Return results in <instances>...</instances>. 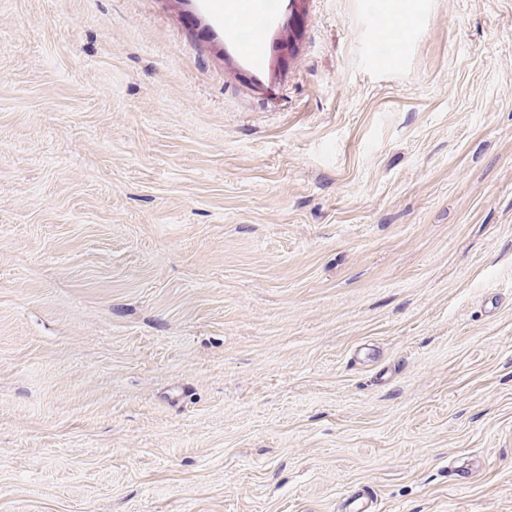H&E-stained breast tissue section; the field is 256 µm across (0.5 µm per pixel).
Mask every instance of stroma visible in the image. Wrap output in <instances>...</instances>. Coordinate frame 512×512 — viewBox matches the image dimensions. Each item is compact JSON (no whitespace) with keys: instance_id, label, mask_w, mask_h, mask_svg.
<instances>
[{"instance_id":"obj_1","label":"stroma","mask_w":512,"mask_h":512,"mask_svg":"<svg viewBox=\"0 0 512 512\" xmlns=\"http://www.w3.org/2000/svg\"><path fill=\"white\" fill-rule=\"evenodd\" d=\"M263 2L0 0V512H512V0Z\"/></svg>"}]
</instances>
